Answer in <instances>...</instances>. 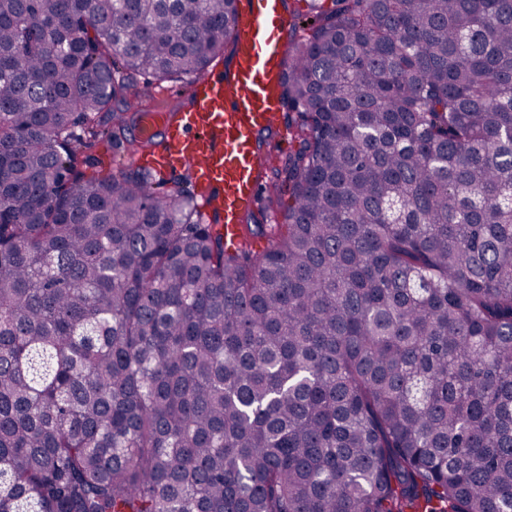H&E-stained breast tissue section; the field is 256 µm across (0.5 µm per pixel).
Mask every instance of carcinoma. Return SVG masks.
Wrapping results in <instances>:
<instances>
[{"mask_svg": "<svg viewBox=\"0 0 512 512\" xmlns=\"http://www.w3.org/2000/svg\"><path fill=\"white\" fill-rule=\"evenodd\" d=\"M238 2L0 0V512H512V0H310L233 244L78 145Z\"/></svg>", "mask_w": 512, "mask_h": 512, "instance_id": "carcinoma-1", "label": "carcinoma"}]
</instances>
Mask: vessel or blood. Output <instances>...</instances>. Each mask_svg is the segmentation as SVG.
Segmentation results:
<instances>
[{"mask_svg": "<svg viewBox=\"0 0 512 512\" xmlns=\"http://www.w3.org/2000/svg\"><path fill=\"white\" fill-rule=\"evenodd\" d=\"M291 22L285 0H239L229 67L198 78L186 108L151 110L143 119L144 135L158 142L156 166L189 170L234 241L267 167L258 135L281 128L279 83L289 64L283 32Z\"/></svg>", "mask_w": 512, "mask_h": 512, "instance_id": "1", "label": "vessel or blood"}]
</instances>
